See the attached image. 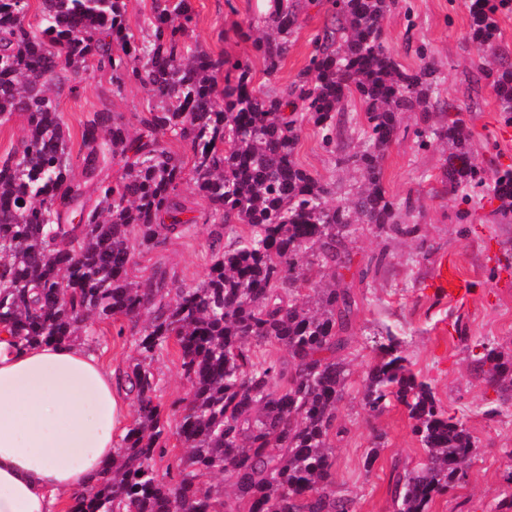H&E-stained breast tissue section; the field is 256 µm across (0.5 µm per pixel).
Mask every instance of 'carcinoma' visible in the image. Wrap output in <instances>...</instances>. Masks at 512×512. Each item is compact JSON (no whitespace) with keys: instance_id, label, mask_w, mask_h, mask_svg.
<instances>
[{"instance_id":"cac0c4a2","label":"carcinoma","mask_w":512,"mask_h":512,"mask_svg":"<svg viewBox=\"0 0 512 512\" xmlns=\"http://www.w3.org/2000/svg\"><path fill=\"white\" fill-rule=\"evenodd\" d=\"M330 4L329 22L311 38L307 68L283 91L252 83V60L182 53L193 23L190 0H152L141 36L124 23L123 0H41L40 20L25 23L28 0H0V122L23 119L19 145L0 158V325L19 345L83 336L95 323L125 320L138 354L125 377L135 393L133 421L112 468L69 512H355L336 491V411L348 380L344 350L358 310L343 271L350 269L346 228L389 226L407 233L383 186L382 161L401 112L441 104L439 71L407 69L382 38L391 0H268L258 22L274 37L254 40L275 77L299 26L302 4ZM504 0H471L467 39L496 54V16ZM92 72L112 92L148 96L141 128L130 133L104 108L84 124L71 153L59 106ZM499 111L512 118V64L488 72ZM366 108V141L354 150L341 112ZM314 124L336 164L358 170L367 188L328 203L331 188L302 168L295 152L303 121ZM452 142L444 181L468 197L480 189L512 214V169L489 176L471 161L452 125L427 126ZM185 145L190 159L173 150ZM118 164L120 175L106 171ZM191 175L208 205L213 262L195 286L157 269L134 281L140 253L195 230L180 186ZM312 260L299 264V256ZM330 272L333 284L313 280ZM178 348L187 400L175 401L177 435L188 448L167 464L163 409L152 363ZM282 346L283 362L257 348ZM362 391L376 416L397 403L425 450L417 469L392 465L394 512H429L434 498L465 482L476 453L466 424L441 409L429 383L406 365L386 331ZM484 380L512 388V362L489 352ZM232 494L209 482L222 473Z\"/></svg>"}]
</instances>
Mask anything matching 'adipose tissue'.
<instances>
[{"label":"adipose tissue","instance_id":"ef3b65f1","mask_svg":"<svg viewBox=\"0 0 512 512\" xmlns=\"http://www.w3.org/2000/svg\"><path fill=\"white\" fill-rule=\"evenodd\" d=\"M127 395L86 348L19 350L0 327V512H61L88 496L130 418Z\"/></svg>","mask_w":512,"mask_h":512}]
</instances>
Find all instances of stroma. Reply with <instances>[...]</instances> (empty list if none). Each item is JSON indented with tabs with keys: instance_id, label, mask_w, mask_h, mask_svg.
Instances as JSON below:
<instances>
[{
	"instance_id": "obj_1",
	"label": "stroma",
	"mask_w": 512,
	"mask_h": 512,
	"mask_svg": "<svg viewBox=\"0 0 512 512\" xmlns=\"http://www.w3.org/2000/svg\"><path fill=\"white\" fill-rule=\"evenodd\" d=\"M194 23L189 44L212 55L253 58L254 84L266 87L265 63L255 55L245 32L249 21L262 14L263 0H191ZM325 7L302 10L300 26L279 63L273 85H289L305 68L310 40L326 21ZM469 0H393L383 20L387 46L406 67L421 60L434 62L442 78L443 96L452 110L400 114L396 138L385 151L383 186L397 203H410L405 221L409 233L396 235L371 224L358 225L349 248L352 265L345 279L358 302V312L341 356L348 382L337 408L342 436L334 439L336 489L353 499L356 512H393L390 472L393 462L415 467L424 452L411 431L404 406L395 404L381 415L369 416L361 398L366 371L386 331H393L415 374L429 382L438 404L465 419L477 445L462 486L437 496L430 512H500L503 499L512 500V394L487 384L476 361L488 351L512 357V222H501L499 200L478 192L462 200L449 191L443 169L453 145L432 140L419 146L415 132L424 121L445 125L459 119L468 128L474 162L487 173L512 168V123H505L489 84L474 86L488 64L465 35ZM110 109L122 114L130 128L147 108L138 88L111 91L109 77L97 72L81 83L77 93L62 94L69 145L79 150L81 133L93 112ZM302 168L327 183L337 199L354 198L362 181L359 173L340 167L326 151L313 124H304L296 151ZM181 195L199 224L194 234L174 238L142 253L131 277L150 276L155 266L191 286L201 281L211 264L207 208L192 181H184ZM452 262L467 284L459 297L442 294L436 286L441 262ZM97 344L91 350L106 366L126 371L136 356L131 336L119 337L113 325L97 324ZM163 404L185 398L189 385L176 348L153 363ZM382 447L373 467L365 456L375 435Z\"/></svg>"
}]
</instances>
